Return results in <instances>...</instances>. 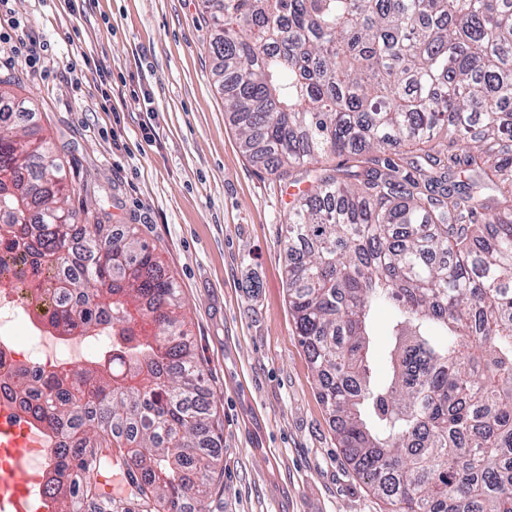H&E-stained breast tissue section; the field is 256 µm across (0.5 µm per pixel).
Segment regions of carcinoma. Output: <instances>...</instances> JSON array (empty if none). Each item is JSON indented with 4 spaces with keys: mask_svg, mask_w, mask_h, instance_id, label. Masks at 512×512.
Masks as SVG:
<instances>
[{
    "mask_svg": "<svg viewBox=\"0 0 512 512\" xmlns=\"http://www.w3.org/2000/svg\"><path fill=\"white\" fill-rule=\"evenodd\" d=\"M203 3L243 153L311 175L288 309L339 447L390 512H512V0ZM13 117L0 90V259L23 249L31 288L53 274L55 334L111 337L14 371L55 448L46 497L83 512L115 459L107 512H204L224 459L178 288L135 232L66 207L49 142Z\"/></svg>",
    "mask_w": 512,
    "mask_h": 512,
    "instance_id": "obj_1",
    "label": "carcinoma"
}]
</instances>
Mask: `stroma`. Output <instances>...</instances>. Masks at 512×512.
I'll list each match as a JSON object with an SVG mask.
<instances>
[{"label": "stroma", "instance_id": "1", "mask_svg": "<svg viewBox=\"0 0 512 512\" xmlns=\"http://www.w3.org/2000/svg\"><path fill=\"white\" fill-rule=\"evenodd\" d=\"M211 39L200 0H0L17 125L50 140L69 206L136 228L179 290L224 453L205 512H387L338 446L288 310L298 187L242 153Z\"/></svg>", "mask_w": 512, "mask_h": 512}]
</instances>
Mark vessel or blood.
I'll list each match as a JSON object with an SVG mask.
<instances>
[{
	"mask_svg": "<svg viewBox=\"0 0 512 512\" xmlns=\"http://www.w3.org/2000/svg\"><path fill=\"white\" fill-rule=\"evenodd\" d=\"M10 403L0 402V512H41L42 506L29 495L38 477L20 460L32 444L22 426L14 423Z\"/></svg>",
	"mask_w": 512,
	"mask_h": 512,
	"instance_id": "1",
	"label": "vessel or blood"
}]
</instances>
